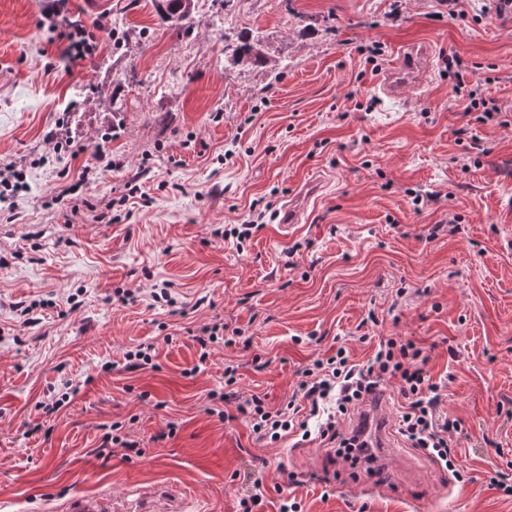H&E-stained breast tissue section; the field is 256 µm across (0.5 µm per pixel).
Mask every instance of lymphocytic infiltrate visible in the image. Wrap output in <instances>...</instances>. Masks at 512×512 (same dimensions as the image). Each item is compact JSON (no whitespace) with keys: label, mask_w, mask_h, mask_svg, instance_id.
Here are the masks:
<instances>
[{"label":"lymphocytic infiltrate","mask_w":512,"mask_h":512,"mask_svg":"<svg viewBox=\"0 0 512 512\" xmlns=\"http://www.w3.org/2000/svg\"><path fill=\"white\" fill-rule=\"evenodd\" d=\"M66 3L53 0L44 17L60 25L67 41L65 54L75 63L95 52L97 37L82 22L67 16ZM445 65L466 111L480 113L485 120L501 116L496 100L484 95L480 82L469 80V68L462 58L448 56ZM428 362L426 350L415 341L383 336L367 363L353 361L342 347L328 358L314 360L301 370L297 386L280 408H270L261 395L244 396L235 390L236 369L230 365L224 369L221 398L234 405L257 439L275 442L297 432L306 440L316 433L344 451L358 444L357 436L349 432L355 412L392 381L403 399L396 417L398 433L411 447L427 451L452 469L457 465L452 435L461 422L444 412L446 383L430 374Z\"/></svg>","instance_id":"f902f5d3"}]
</instances>
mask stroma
<instances>
[{
	"instance_id": "obj_1",
	"label": "stroma",
	"mask_w": 512,
	"mask_h": 512,
	"mask_svg": "<svg viewBox=\"0 0 512 512\" xmlns=\"http://www.w3.org/2000/svg\"><path fill=\"white\" fill-rule=\"evenodd\" d=\"M48 5L0 0V166L28 184L0 209V512L137 487L180 488L187 512H240L257 477V512L284 494L300 512H512L491 483L512 475V125L465 112L444 64L458 54L512 112V14L470 0L453 18L441 0H402L396 17L393 0H195L191 26L174 28L157 0L95 14L69 0L99 38L72 64L42 26ZM242 31L266 64H232L225 39ZM366 41L382 45L376 64L356 51ZM416 44L430 48L426 84L383 96L380 78ZM86 166L82 192L46 206ZM312 178L323 188L305 223L282 232L265 207ZM258 213L243 248L221 236ZM432 224L460 230L430 241ZM162 284L173 305L152 304ZM371 311L379 326H363ZM215 323L250 348L200 359L193 338ZM391 334L450 378L463 482L437 481L415 448L370 473L218 416L227 365L276 408L315 359L342 345L363 363ZM142 343L152 366L126 369ZM68 380L70 403L44 414ZM112 431L119 444L104 445Z\"/></svg>"
}]
</instances>
